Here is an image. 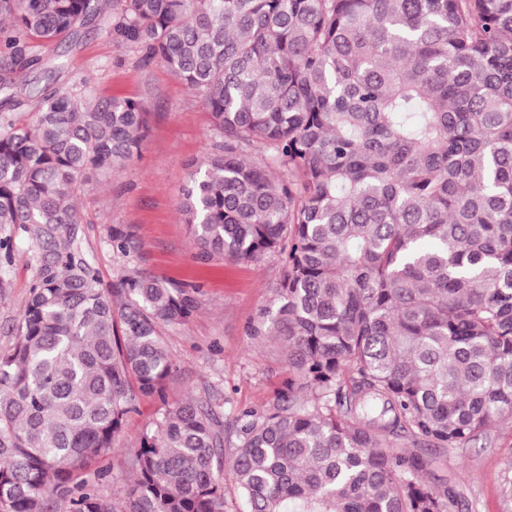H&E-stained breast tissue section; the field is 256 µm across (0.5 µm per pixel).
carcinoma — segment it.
Masks as SVG:
<instances>
[{"label":"carcinoma","mask_w":512,"mask_h":512,"mask_svg":"<svg viewBox=\"0 0 512 512\" xmlns=\"http://www.w3.org/2000/svg\"><path fill=\"white\" fill-rule=\"evenodd\" d=\"M112 8V36L211 115L180 206L206 256L280 254L260 325L277 403L235 418L245 512H463L421 449L512 419V0H0V91ZM146 112L82 85L0 117V226L41 257L0 354V512H224V401L164 404L121 504L77 470L175 370L159 334L192 300L74 261L80 185L142 151Z\"/></svg>","instance_id":"cac0c4a2"}]
</instances>
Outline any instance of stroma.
<instances>
[{"instance_id":"obj_1","label":"stroma","mask_w":512,"mask_h":512,"mask_svg":"<svg viewBox=\"0 0 512 512\" xmlns=\"http://www.w3.org/2000/svg\"><path fill=\"white\" fill-rule=\"evenodd\" d=\"M28 53L34 65L12 75L21 105L0 96V114L16 123L27 122L34 111L29 90L63 92L82 83L103 97L138 100L148 114L140 158L109 179H89L78 191L75 260L90 264L104 286L132 274L181 286L193 302L186 321L160 330L177 364L164 398H139L112 452L81 472L118 502L132 480L127 451L138 445L142 427L163 402L211 393L230 407L261 412L276 401L287 377L285 353L276 337L259 332L258 325L281 262L276 255L254 263L199 256L181 220L180 203L196 164L213 150L209 110L165 66L143 65L138 48L116 43L111 12L98 14L77 37L32 42ZM117 230L130 243L127 252L112 247ZM5 237L12 238L13 251L0 250V353L17 341L40 271L25 231L0 228V238ZM426 457L427 481L456 480L470 512H512V499L502 491L512 467V425L493 430L490 441L478 440L462 450L431 448Z\"/></svg>"}]
</instances>
